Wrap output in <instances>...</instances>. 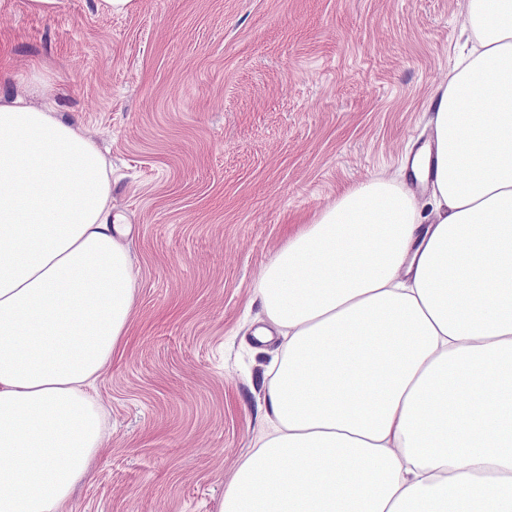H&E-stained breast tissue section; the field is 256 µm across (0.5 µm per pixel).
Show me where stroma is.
I'll use <instances>...</instances> for the list:
<instances>
[{
	"label": "stroma",
	"mask_w": 512,
	"mask_h": 512,
	"mask_svg": "<svg viewBox=\"0 0 512 512\" xmlns=\"http://www.w3.org/2000/svg\"><path fill=\"white\" fill-rule=\"evenodd\" d=\"M459 0H0V93L44 75L112 164L136 307L94 391L66 512H216L264 428V268L348 187L395 173L464 42ZM33 104L40 96L30 95Z\"/></svg>",
	"instance_id": "stroma-1"
}]
</instances>
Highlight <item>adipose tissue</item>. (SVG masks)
I'll list each match as a JSON object with an SVG mask.
<instances>
[{
	"label": "adipose tissue",
	"mask_w": 512,
	"mask_h": 512,
	"mask_svg": "<svg viewBox=\"0 0 512 512\" xmlns=\"http://www.w3.org/2000/svg\"><path fill=\"white\" fill-rule=\"evenodd\" d=\"M460 25L401 180L347 189L262 275L271 430L218 512H512V0H463ZM123 233L96 145L0 95V512H64L103 446Z\"/></svg>",
	"instance_id": "ef3b65f1"
}]
</instances>
